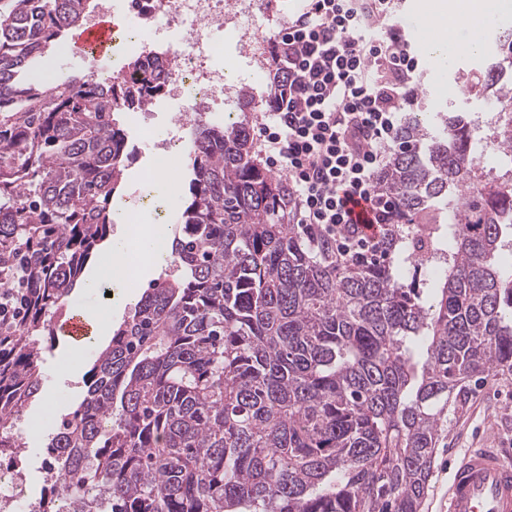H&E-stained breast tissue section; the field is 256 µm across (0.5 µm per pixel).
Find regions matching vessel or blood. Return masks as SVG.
<instances>
[{"label": "vessel or blood", "instance_id": "1", "mask_svg": "<svg viewBox=\"0 0 512 512\" xmlns=\"http://www.w3.org/2000/svg\"><path fill=\"white\" fill-rule=\"evenodd\" d=\"M117 36L109 18L83 30L71 48L73 56L94 52L108 57ZM62 332L76 343L87 341L92 324L81 308L62 325ZM448 512H512V460L495 448H472L455 465L448 483Z\"/></svg>", "mask_w": 512, "mask_h": 512}]
</instances>
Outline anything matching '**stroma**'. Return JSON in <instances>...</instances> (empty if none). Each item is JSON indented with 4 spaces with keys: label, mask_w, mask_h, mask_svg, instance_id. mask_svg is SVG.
<instances>
[{
    "label": "stroma",
    "mask_w": 512,
    "mask_h": 512,
    "mask_svg": "<svg viewBox=\"0 0 512 512\" xmlns=\"http://www.w3.org/2000/svg\"><path fill=\"white\" fill-rule=\"evenodd\" d=\"M494 45H487L475 55H458L446 74L424 67L418 80L414 98L403 106L404 113L445 112L454 116L484 111L481 96L452 98L447 94L450 85L463 75L483 70L494 54ZM123 125L130 137L133 158L124 174V192L127 200L138 202L140 197H151L160 214L174 216L180 203L181 187L190 178L188 162L177 167L178 184L173 188L155 187L139 182L135 173L154 158L152 142L138 134L141 116L136 112L124 113ZM69 342L64 337L45 341L41 371L43 396L28 404L23 413L21 427L25 433L23 472L25 490L29 499L39 498L45 486L44 463L46 444L58 428L62 418L77 410L86 394L84 381L62 379L59 367L66 362ZM56 395L61 404L57 415H47L43 397ZM470 448L512 449V375L488 376L470 383L459 409L448 417V431L434 452L432 474L421 512H442L448 494L449 466L453 457Z\"/></svg>",
    "instance_id": "35a3bbf8"
}]
</instances>
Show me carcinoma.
<instances>
[{"label": "carcinoma", "instance_id": "cac0c4a2", "mask_svg": "<svg viewBox=\"0 0 512 512\" xmlns=\"http://www.w3.org/2000/svg\"><path fill=\"white\" fill-rule=\"evenodd\" d=\"M94 0H0V272L23 312L0 326V460L41 391L43 337L114 223L121 118L165 95L164 63L36 80ZM512 154V33L470 76ZM191 178L156 279L87 372L47 444L61 484L39 512H420L466 383L512 374V166L481 165L470 127L412 116L379 176L399 210L377 248L339 253L292 223L284 179L242 118L191 126ZM431 224L433 254L415 225ZM425 273V287L416 286Z\"/></svg>", "mask_w": 512, "mask_h": 512}]
</instances>
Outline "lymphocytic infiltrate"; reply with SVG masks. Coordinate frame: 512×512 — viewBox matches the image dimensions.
Listing matches in <instances>:
<instances>
[{
    "label": "lymphocytic infiltrate",
    "instance_id": "f902f5d3",
    "mask_svg": "<svg viewBox=\"0 0 512 512\" xmlns=\"http://www.w3.org/2000/svg\"><path fill=\"white\" fill-rule=\"evenodd\" d=\"M400 0H305L271 38L276 67L258 138L270 167L285 173L298 224H316L342 246L374 248L394 207L378 175L397 147L401 109L421 71L393 27ZM378 28L388 40L375 38ZM367 209L354 220L351 204Z\"/></svg>",
    "mask_w": 512,
    "mask_h": 512
}]
</instances>
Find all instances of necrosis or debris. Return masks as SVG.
Wrapping results in <instances>:
<instances>
[{"label": "necrosis or debris", "instance_id": "necrosis-or-debris-1", "mask_svg": "<svg viewBox=\"0 0 512 512\" xmlns=\"http://www.w3.org/2000/svg\"><path fill=\"white\" fill-rule=\"evenodd\" d=\"M88 23L121 9L134 25L121 44L138 45L142 54L172 62L167 95L179 106L169 115L170 133L156 146L157 157L167 161L185 150L183 133L201 112H222L235 120L240 88L222 65L225 48L210 40L212 29H231L247 57L254 79L264 71L262 27L252 19L253 0H96Z\"/></svg>", "mask_w": 512, "mask_h": 512}]
</instances>
